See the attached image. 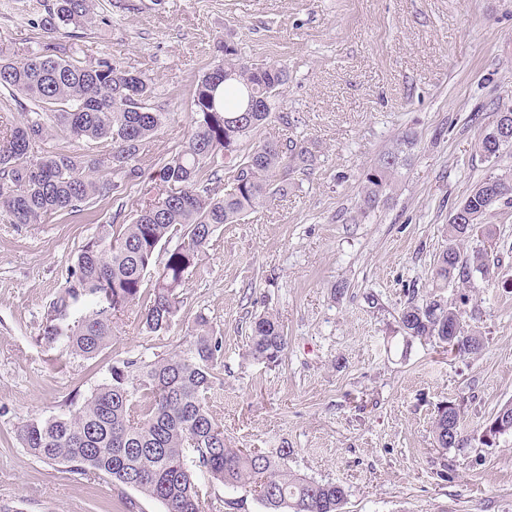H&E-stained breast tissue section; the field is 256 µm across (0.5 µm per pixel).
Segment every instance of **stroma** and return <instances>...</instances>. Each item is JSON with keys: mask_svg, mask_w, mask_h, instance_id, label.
<instances>
[{"mask_svg": "<svg viewBox=\"0 0 512 512\" xmlns=\"http://www.w3.org/2000/svg\"><path fill=\"white\" fill-rule=\"evenodd\" d=\"M44 2L0 0V49L12 58L37 48L30 21ZM97 10L107 24L63 43L79 61L109 57L153 79L149 104L170 118L139 157L145 176L185 141L193 89L225 40L287 66L282 109L296 121L271 120L257 137L311 143L317 162L289 173L287 196L213 233L168 331H142L129 311L92 359L40 344L45 314L81 246L100 225L130 222L144 184L39 224L0 220V512H165L42 461L16 432L90 395L113 360L187 348L200 314L223 343L208 402L231 446L291 448L289 469L347 488L345 512H512V435L481 439L512 401V205L492 207L465 244L487 248V273L440 291L482 333V352H442L396 322L409 297L431 292L453 210L486 176L512 173V151L479 149L497 109L512 108V0H97ZM409 129L408 165L356 218L364 171ZM264 312L288 342L274 365L249 353ZM447 403L464 445L446 450L433 422ZM198 483L224 512H264L247 489L203 473Z\"/></svg>", "mask_w": 512, "mask_h": 512, "instance_id": "35a3bbf8", "label": "stroma"}]
</instances>
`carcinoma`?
<instances>
[{
  "mask_svg": "<svg viewBox=\"0 0 512 512\" xmlns=\"http://www.w3.org/2000/svg\"><path fill=\"white\" fill-rule=\"evenodd\" d=\"M45 15L33 27L52 35L75 34L106 22L96 0H46ZM221 59L197 82L192 93L191 129L181 149L162 165L154 181L157 196L144 202L127 224H102L79 250L65 286L49 304L42 340L65 345L70 356L93 358L106 348L114 329L132 307H140L141 328L160 333L179 311V292L188 271L200 261L215 229L237 224L248 212L288 193L287 171L305 170L317 161L307 143L263 140L242 152L243 143L271 119L291 124L278 111L288 85V68L276 60L250 61L235 44L218 46ZM0 91L21 109L22 119L0 129V217L14 224H39L71 213L109 188L104 176L137 182V164L146 140L169 113L149 107L153 82L143 72L101 58L85 65L67 55L65 45L47 40L22 60L0 54ZM59 131L77 140L109 141L112 151L86 158L73 152H48L45 141ZM512 108L497 110L495 125L482 138L481 152L497 158L512 147ZM416 134L403 133L362 178L358 214L378 206L398 170L407 165ZM231 164L233 186L224 195L210 187ZM498 202L512 205V178L490 175L457 206L448 219V246L436 260L434 282L446 288L468 283L486 267L487 252L461 251L475 226ZM175 235L183 242L156 265L162 244ZM154 274L152 292L146 276ZM403 335L428 339L458 355H477L484 338L461 324V313L433 292L411 297L398 312ZM253 359L281 360L287 338L278 318L257 316L251 325ZM222 343L209 320L196 317V336L179 352L151 361L117 359L108 376L80 404L17 429L18 440L51 464L93 472L112 484L132 488L161 502L165 512H213L202 496L196 471L226 487H260L265 512H343L348 490L288 469L292 449L276 456L232 447L224 425L207 405L219 371ZM434 437L444 448L461 446L460 409L438 408Z\"/></svg>",
  "mask_w": 512,
  "mask_h": 512,
  "instance_id": "obj_1",
  "label": "carcinoma"
}]
</instances>
